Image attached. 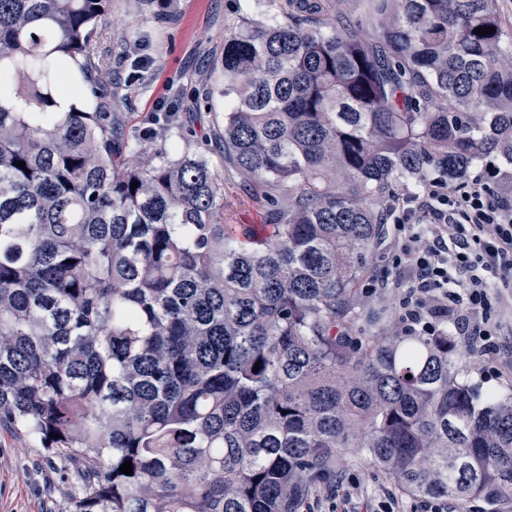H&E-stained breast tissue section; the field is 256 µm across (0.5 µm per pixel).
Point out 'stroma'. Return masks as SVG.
Listing matches in <instances>:
<instances>
[{
	"label": "stroma",
	"instance_id": "stroma-1",
	"mask_svg": "<svg viewBox=\"0 0 512 512\" xmlns=\"http://www.w3.org/2000/svg\"><path fill=\"white\" fill-rule=\"evenodd\" d=\"M259 0H170L160 10L153 0H112L100 26L96 53L106 66L103 81L124 84L112 104L127 131L148 138L151 112L161 104L177 107L176 125L168 133L180 142L183 129L193 130L219 179L224 182V221L244 227L263 223L261 200L241 194L237 176L211 143L224 119V99H205L219 78L224 34L239 17L261 14ZM490 351L472 356L455 351L458 366L479 393L512 392V292L501 290L491 308ZM70 484L61 469L43 464L35 441L0 431V512H58ZM422 512L423 501L406 496L381 472L354 455L336 459V478L316 482L304 495L306 512Z\"/></svg>",
	"mask_w": 512,
	"mask_h": 512
}]
</instances>
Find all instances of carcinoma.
<instances>
[{"mask_svg": "<svg viewBox=\"0 0 512 512\" xmlns=\"http://www.w3.org/2000/svg\"><path fill=\"white\" fill-rule=\"evenodd\" d=\"M267 2L218 90L224 163L264 200L244 234L205 157L107 111L122 88L59 111L112 0H0V427L74 465L65 512H297L341 452L498 512L512 393L480 401L448 320L389 335L358 284L401 194L512 177V26L498 0Z\"/></svg>", "mask_w": 512, "mask_h": 512, "instance_id": "1", "label": "carcinoma"}]
</instances>
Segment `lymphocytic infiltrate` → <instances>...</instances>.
Returning <instances> with one entry per match:
<instances>
[{
    "instance_id": "f902f5d3",
    "label": "lymphocytic infiltrate",
    "mask_w": 512,
    "mask_h": 512,
    "mask_svg": "<svg viewBox=\"0 0 512 512\" xmlns=\"http://www.w3.org/2000/svg\"><path fill=\"white\" fill-rule=\"evenodd\" d=\"M391 222L404 269L399 326L425 328L453 309L466 351H487L491 291L512 288V186L434 183L403 195Z\"/></svg>"
}]
</instances>
